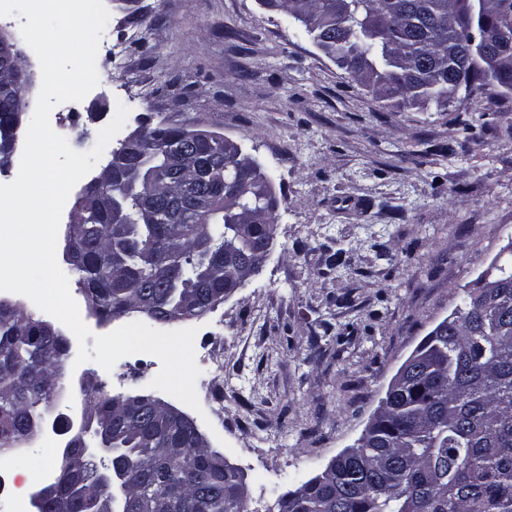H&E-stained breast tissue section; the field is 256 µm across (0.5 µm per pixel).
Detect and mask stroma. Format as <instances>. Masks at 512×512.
Segmentation results:
<instances>
[{
  "mask_svg": "<svg viewBox=\"0 0 512 512\" xmlns=\"http://www.w3.org/2000/svg\"><path fill=\"white\" fill-rule=\"evenodd\" d=\"M130 27L149 53L101 62L98 85L50 124L85 152L121 102L117 140L146 123L217 132L272 175L277 233L262 271L185 325L206 436L243 473L249 512H277L281 494L356 443L401 364L512 237V93L477 110L387 107L258 0H140L111 9L102 46ZM463 120L475 138L456 149ZM341 247L346 267L329 270ZM160 368L151 354L109 372L68 355L38 434L18 447L22 488L59 474L67 439L52 422L80 420L84 380L177 405L149 387Z\"/></svg>",
  "mask_w": 512,
  "mask_h": 512,
  "instance_id": "35a3bbf8",
  "label": "stroma"
}]
</instances>
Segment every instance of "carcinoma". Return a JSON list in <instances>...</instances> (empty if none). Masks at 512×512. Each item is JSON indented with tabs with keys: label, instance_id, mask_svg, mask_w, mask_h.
<instances>
[{
	"label": "carcinoma",
	"instance_id": "obj_1",
	"mask_svg": "<svg viewBox=\"0 0 512 512\" xmlns=\"http://www.w3.org/2000/svg\"><path fill=\"white\" fill-rule=\"evenodd\" d=\"M286 15L308 11L328 30L320 45L350 67L367 64L379 100L396 109L446 112L456 101L479 107L512 90V72L469 71L460 52L468 30L448 24V0H285ZM485 31L489 46L502 27L512 31V0H492ZM19 101L0 100V136ZM183 127L161 125L146 138L143 153L128 168L141 178L169 175ZM195 148L206 170L197 189L211 193V209L192 210L187 200L160 199L156 220L141 219L142 200L122 179L86 187L81 199L86 238L68 271L105 319L145 301L163 313L211 310L209 297L237 275L225 263L226 249L254 257L276 235V213L254 225L249 238L239 224L253 203L235 209L223 203L224 188L243 177L245 158L224 154L221 134ZM112 195L122 228L96 199ZM498 288L486 297L473 287L455 310L464 322L429 342L423 359L400 390L387 397L386 417L359 448L336 462L296 500L281 496L284 512H512V265H492ZM46 321L0 301V451L31 439L42 411L60 389L68 340L44 331ZM97 412L99 439L118 450L112 469L123 479L122 512H243L244 475L219 450L201 447L180 421L155 423L142 415L122 419L113 397L99 385L83 390ZM97 465L81 474L60 471L40 512H57L59 499L72 512H96L101 487Z\"/></svg>",
	"mask_w": 512,
	"mask_h": 512
}]
</instances>
